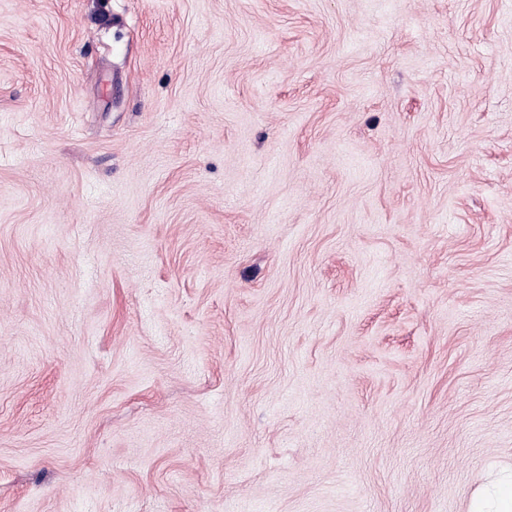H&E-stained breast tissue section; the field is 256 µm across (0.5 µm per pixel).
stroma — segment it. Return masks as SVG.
I'll return each mask as SVG.
<instances>
[{
    "label": "stroma",
    "mask_w": 512,
    "mask_h": 512,
    "mask_svg": "<svg viewBox=\"0 0 512 512\" xmlns=\"http://www.w3.org/2000/svg\"><path fill=\"white\" fill-rule=\"evenodd\" d=\"M510 465L512 0H0V512Z\"/></svg>",
    "instance_id": "stroma-1"
}]
</instances>
